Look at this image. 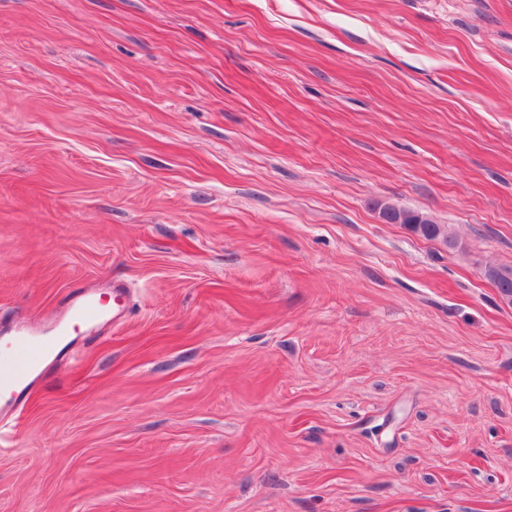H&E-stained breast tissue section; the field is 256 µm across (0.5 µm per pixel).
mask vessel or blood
<instances>
[{
	"mask_svg": "<svg viewBox=\"0 0 512 512\" xmlns=\"http://www.w3.org/2000/svg\"><path fill=\"white\" fill-rule=\"evenodd\" d=\"M125 296L121 284L113 285L108 299L82 291L50 326L16 325L0 336V423L5 428H18L27 389L46 371L58 343L78 328L119 319L125 311Z\"/></svg>",
	"mask_w": 512,
	"mask_h": 512,
	"instance_id": "vessel-or-blood-1",
	"label": "vessel or blood"
}]
</instances>
